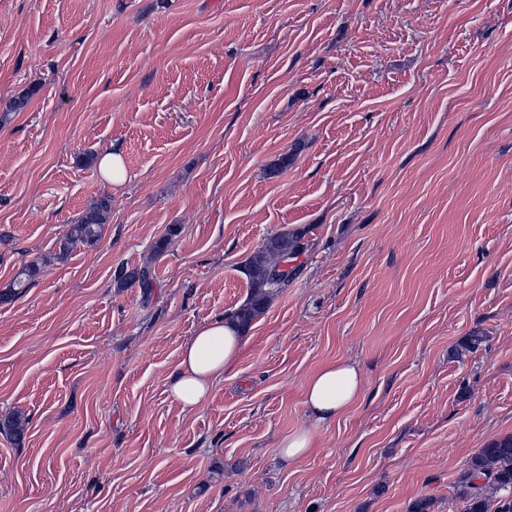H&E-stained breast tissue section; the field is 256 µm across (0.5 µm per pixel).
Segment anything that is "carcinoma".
I'll use <instances>...</instances> for the list:
<instances>
[{
	"label": "carcinoma",
	"instance_id": "cac0c4a2",
	"mask_svg": "<svg viewBox=\"0 0 512 512\" xmlns=\"http://www.w3.org/2000/svg\"><path fill=\"white\" fill-rule=\"evenodd\" d=\"M112 211V196L104 194L90 203L68 225L60 240V254L65 255L76 243L93 246L101 238L104 226ZM302 235L283 231L266 239L261 249L245 268L249 284L246 302L233 312L238 325L246 330L265 312L270 299L296 275L288 268L303 250ZM39 272V264L30 262L17 272L13 282L0 289V304H8L22 288ZM114 279L122 285L139 284L147 291L152 288V276L148 268H116ZM25 430L24 422L17 416L0 421V433L19 443ZM457 495L464 504V512H512V435L494 439L479 449L469 460L465 472L458 479Z\"/></svg>",
	"mask_w": 512,
	"mask_h": 512
}]
</instances>
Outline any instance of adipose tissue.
<instances>
[{"mask_svg": "<svg viewBox=\"0 0 512 512\" xmlns=\"http://www.w3.org/2000/svg\"><path fill=\"white\" fill-rule=\"evenodd\" d=\"M244 345L242 330L228 317L200 328L181 348L176 372L168 383L170 396L183 409L203 405L213 384L231 371ZM363 394V380L355 364L332 363L306 383L305 406L315 424L340 418Z\"/></svg>", "mask_w": 512, "mask_h": 512, "instance_id": "1", "label": "adipose tissue"}]
</instances>
